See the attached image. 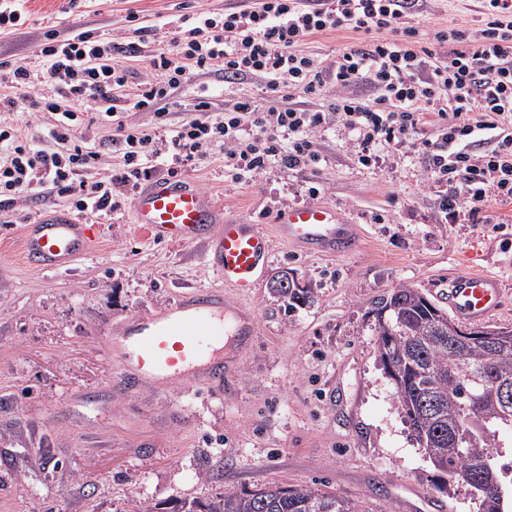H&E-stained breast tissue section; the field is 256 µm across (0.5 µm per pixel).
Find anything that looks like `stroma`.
<instances>
[{"label": "stroma", "instance_id": "stroma-1", "mask_svg": "<svg viewBox=\"0 0 512 512\" xmlns=\"http://www.w3.org/2000/svg\"><path fill=\"white\" fill-rule=\"evenodd\" d=\"M240 2L20 0L27 21L0 37V58L37 66L50 25L125 45L133 11L156 26L152 48H163L168 22ZM481 11L479 0L413 7L431 34L472 26ZM315 139V166L271 164L249 183L232 182L219 153L181 169L229 218L270 231L277 210L321 203L360 228L357 249L344 256L274 240L248 295L225 287L203 242L171 246L139 231L133 202L98 218L93 247L59 273L30 268L21 252L25 224L59 200L26 198L10 211L0 223V512H140L265 484L317 486L376 512H476L467 486L436 489L378 361L372 309L402 285L436 300L455 273H490L501 289L490 321L512 327V204L492 201L478 222L452 224L422 183L425 156L388 146L367 168L336 127ZM282 270L311 286V304L290 310L270 293ZM196 289L224 292L222 389L186 377L116 386L113 338Z\"/></svg>", "mask_w": 512, "mask_h": 512}]
</instances>
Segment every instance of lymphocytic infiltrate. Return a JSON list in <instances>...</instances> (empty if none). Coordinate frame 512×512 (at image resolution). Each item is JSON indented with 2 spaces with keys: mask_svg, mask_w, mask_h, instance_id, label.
<instances>
[{
  "mask_svg": "<svg viewBox=\"0 0 512 512\" xmlns=\"http://www.w3.org/2000/svg\"><path fill=\"white\" fill-rule=\"evenodd\" d=\"M478 26L435 35L408 23L413 0H248L216 14L182 16L167 48L150 56L148 75L129 84L111 40L80 28L47 30L38 68L0 59V112L46 114L41 139L21 125L0 126V212L24 196L54 195L82 215L121 209L155 172L177 177L185 163L220 151L232 181L252 182L267 165L303 168L319 161L314 136L333 125L352 136L359 164L396 146L425 154L427 187H450L449 219L477 217L487 200L512 203V0H486ZM365 34L334 58L307 53L304 42L331 31ZM220 74L225 84L251 77L267 94H246L211 109L199 85L194 116L168 124L178 94L195 76ZM367 85L372 97L353 92ZM330 103L321 104L326 87ZM314 100L292 104L295 95ZM150 113L134 130L126 111ZM102 123V140L118 142L122 161L103 178L99 141L85 129Z\"/></svg>",
  "mask_w": 512,
  "mask_h": 512,
  "instance_id": "obj_1",
  "label": "lymphocytic infiltrate"
}]
</instances>
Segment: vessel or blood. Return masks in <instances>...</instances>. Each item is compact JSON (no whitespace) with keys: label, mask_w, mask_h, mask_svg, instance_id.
Listing matches in <instances>:
<instances>
[{"label":"vessel or blood","mask_w":512,"mask_h":512,"mask_svg":"<svg viewBox=\"0 0 512 512\" xmlns=\"http://www.w3.org/2000/svg\"><path fill=\"white\" fill-rule=\"evenodd\" d=\"M135 222L155 241L208 243L206 261L225 288L247 294L257 287L272 243L265 227L222 218L210 198L190 183L162 178L135 197ZM276 230L286 242L306 251L333 256L359 244L357 225L328 205L310 203L279 210ZM94 240V226L58 210L25 225L21 250L25 262L47 272L69 269ZM449 309L466 320H481L496 311L499 282L489 274L462 271L448 281ZM224 307L223 290L194 291L183 301L120 337L125 371L122 383L143 382L180 367H193L224 342V326L215 318Z\"/></svg>","instance_id":"obj_1"}]
</instances>
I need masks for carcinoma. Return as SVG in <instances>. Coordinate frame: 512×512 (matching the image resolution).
Masks as SVG:
<instances>
[{
    "label": "carcinoma",
    "mask_w": 512,
    "mask_h": 512,
    "mask_svg": "<svg viewBox=\"0 0 512 512\" xmlns=\"http://www.w3.org/2000/svg\"><path fill=\"white\" fill-rule=\"evenodd\" d=\"M272 290L288 299V307L304 305L311 289L293 281L283 286L272 280ZM376 325L379 339V361L382 369L388 363L399 367L400 386L394 387L397 410L424 448L434 469L439 473L442 491L447 490V477L470 488L477 501V512H505L500 505L512 479V462L491 461L494 479L478 488L472 484L476 474L473 448L493 453L498 448L501 432H512V419L503 417L505 407L501 380L512 382V341L491 344L475 341L458 350L448 342L441 329L448 312L438 307L416 288L400 286L376 302ZM485 372L483 385L471 378L470 370ZM479 405H474L473 397ZM470 418L468 447H461L455 432L465 418ZM143 512H368L362 506L319 487L263 486L241 491H226L207 498L178 500L170 508L158 504L144 507Z\"/></svg>",
    "instance_id": "obj_1"
}]
</instances>
